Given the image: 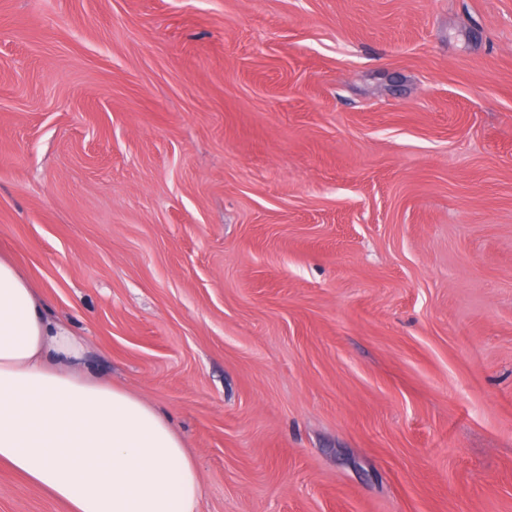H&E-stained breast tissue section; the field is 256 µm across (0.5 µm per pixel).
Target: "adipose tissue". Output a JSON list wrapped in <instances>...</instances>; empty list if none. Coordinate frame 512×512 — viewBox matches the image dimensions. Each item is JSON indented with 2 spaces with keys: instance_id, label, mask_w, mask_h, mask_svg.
<instances>
[{
  "instance_id": "ef3b65f1",
  "label": "adipose tissue",
  "mask_w": 512,
  "mask_h": 512,
  "mask_svg": "<svg viewBox=\"0 0 512 512\" xmlns=\"http://www.w3.org/2000/svg\"><path fill=\"white\" fill-rule=\"evenodd\" d=\"M83 353L0 258V463L69 512H198L200 477L169 420L80 374Z\"/></svg>"
}]
</instances>
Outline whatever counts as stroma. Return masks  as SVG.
Instances as JSON below:
<instances>
[{
	"label": "stroma",
	"mask_w": 512,
	"mask_h": 512,
	"mask_svg": "<svg viewBox=\"0 0 512 512\" xmlns=\"http://www.w3.org/2000/svg\"><path fill=\"white\" fill-rule=\"evenodd\" d=\"M0 255L199 512H512V0H0Z\"/></svg>",
	"instance_id": "stroma-1"
}]
</instances>
